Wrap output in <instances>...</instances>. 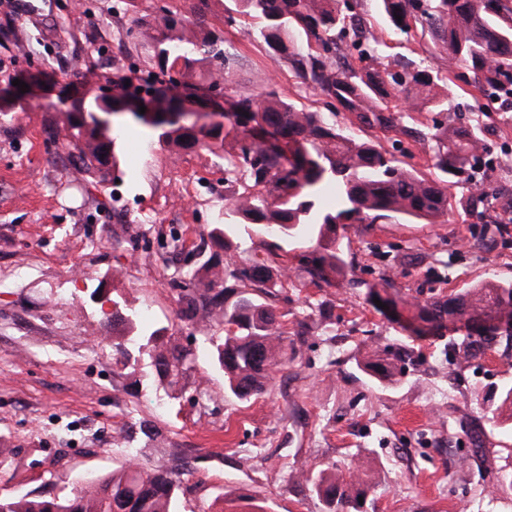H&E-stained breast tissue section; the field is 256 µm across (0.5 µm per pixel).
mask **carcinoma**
Masks as SVG:
<instances>
[{
    "instance_id": "1",
    "label": "carcinoma",
    "mask_w": 512,
    "mask_h": 512,
    "mask_svg": "<svg viewBox=\"0 0 512 512\" xmlns=\"http://www.w3.org/2000/svg\"><path fill=\"white\" fill-rule=\"evenodd\" d=\"M225 11L257 21V36L270 58L286 65L306 88L336 101L363 126L389 130L403 118L392 101H406L415 112L448 110L445 87L455 79L473 88L475 98H512V0H376L378 9L395 31L410 35L411 23L429 30L433 42L448 55V67L401 65L382 61L379 41L362 30L364 17L349 0H227ZM127 9L152 18V34L139 39L129 27L125 40L140 53L144 68L115 63L112 74L132 73L135 82L125 95L141 100L153 114L131 117L149 129L157 142L185 148H224L225 209L218 223L255 226L267 236L303 234L312 244L313 257L305 270L313 280L328 282L344 274L343 247L337 229L343 224H375L392 217L423 219L431 223L448 214V189L464 180L475 182L486 155L484 119L467 126L433 121L432 129L415 138L433 151L434 176L425 177L380 145L359 138L323 113L306 108L274 92L237 93L244 112L224 114V127L206 130L175 127L168 112L185 96L219 97L232 90L233 79L225 48L224 31L205 27L208 0H198L193 15L173 7L151 10L144 0H126ZM401 19H395V16ZM369 60L372 67L358 69L337 55ZM179 64L171 77L173 64ZM70 143L76 167L101 175L117 169L118 139L89 123L82 111L68 113ZM252 134L247 142L240 134ZM282 139L277 149L264 135ZM330 185L336 186L337 205L321 209L317 202ZM261 187L262 193H251ZM495 189L485 186L462 203L473 212L485 206ZM213 287L199 293L182 289L184 316L224 329L216 340L219 365L229 392L248 401L262 394L276 366L288 363L282 323L270 302L272 289L284 287L285 273L271 266L239 263L228 255L223 264H206ZM413 320L425 324L418 336L458 333L450 343L454 354H472L481 343L479 320L492 314L507 319L512 335V282L487 281L462 294L425 303H411ZM157 332L138 335L139 348L154 353L157 373L178 375L191 353L178 346L159 350ZM406 349L392 357L380 356L361 364L373 381L396 383L404 373ZM496 490L512 492V461L497 466ZM325 512H364L359 498L370 485L349 469L331 464L306 477ZM0 512H180L179 485L172 472L130 464L100 476L65 496L0 495Z\"/></svg>"
}]
</instances>
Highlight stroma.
Instances as JSON below:
<instances>
[{"label":"stroma","mask_w":512,"mask_h":512,"mask_svg":"<svg viewBox=\"0 0 512 512\" xmlns=\"http://www.w3.org/2000/svg\"><path fill=\"white\" fill-rule=\"evenodd\" d=\"M366 25L402 64L447 66L430 38L394 34L360 0ZM113 0H0V495H65L130 462L171 470L182 512H323L303 480L327 464H353L375 483V512H512V493L487 497L471 456L512 453V421L492 422L489 395L512 383V338L496 336L472 363L451 364L448 337L418 338L370 303L394 280L422 302L487 279L512 281V106L494 102L486 132L496 190L484 215L463 211L468 184L450 188L447 223L394 218L342 229L346 277L317 286L303 277L309 243L248 237L243 226L213 235L224 205V154L155 142L128 121L116 178L76 170L56 96L23 97L15 80L87 77L103 83L112 61L137 63L118 40L130 15ZM209 24L223 30L233 87L275 92L334 114L337 124L379 143L409 167L432 169L429 146L407 136L431 112L405 113L403 131L384 132L333 113L274 64L257 24L210 0ZM234 254L287 267L275 298L296 354L275 368L265 394L233 398L200 322L180 318L182 283L204 289L202 264ZM142 330L192 353L176 382L158 376L148 353L116 362L115 343ZM408 346L412 362L392 386L357 367Z\"/></svg>","instance_id":"obj_1"}]
</instances>
